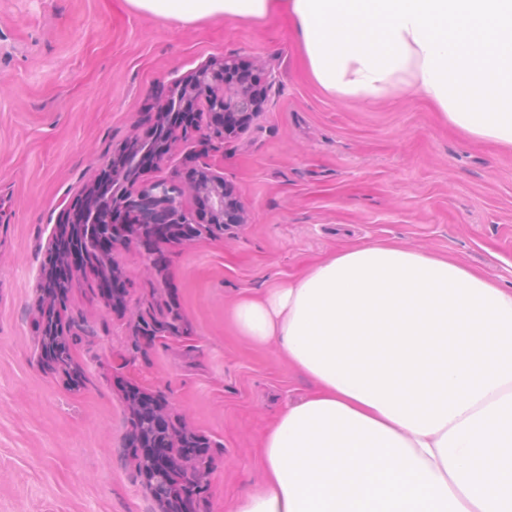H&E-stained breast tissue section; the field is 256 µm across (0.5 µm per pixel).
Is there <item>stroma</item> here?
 <instances>
[{"label": "stroma", "mask_w": 512, "mask_h": 512, "mask_svg": "<svg viewBox=\"0 0 512 512\" xmlns=\"http://www.w3.org/2000/svg\"><path fill=\"white\" fill-rule=\"evenodd\" d=\"M258 68V114L212 150L245 221L112 258L113 309L75 272L62 323L77 378L39 355L40 289L57 226L140 132L160 93L213 59ZM395 242L512 285V152L472 142L403 97L365 104L311 77L284 11L186 24L128 0H0V512H161L126 442L137 386L213 461L199 512H230L259 483L261 438L315 389L276 344L238 336L230 310L344 248ZM177 312L143 338L141 318Z\"/></svg>", "instance_id": "stroma-1"}]
</instances>
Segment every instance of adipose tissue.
Listing matches in <instances>:
<instances>
[{
  "instance_id": "obj_1",
  "label": "adipose tissue",
  "mask_w": 512,
  "mask_h": 512,
  "mask_svg": "<svg viewBox=\"0 0 512 512\" xmlns=\"http://www.w3.org/2000/svg\"><path fill=\"white\" fill-rule=\"evenodd\" d=\"M187 24L284 6L314 80L407 95L512 149V0H128ZM315 391L265 433L233 512H512V286L398 244L353 246L232 309Z\"/></svg>"
}]
</instances>
